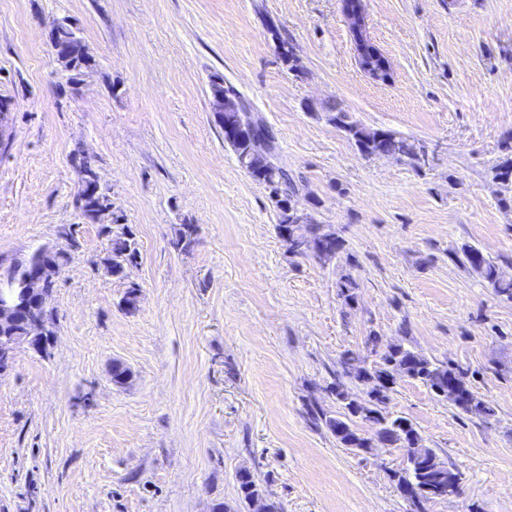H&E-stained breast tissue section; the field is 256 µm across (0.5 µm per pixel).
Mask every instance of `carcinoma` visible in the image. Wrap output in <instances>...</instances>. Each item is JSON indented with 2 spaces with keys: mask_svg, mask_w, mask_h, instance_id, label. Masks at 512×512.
<instances>
[{
  "mask_svg": "<svg viewBox=\"0 0 512 512\" xmlns=\"http://www.w3.org/2000/svg\"><path fill=\"white\" fill-rule=\"evenodd\" d=\"M330 120L336 127L343 130L354 141L358 150L366 156H382L391 154L406 160L414 169L422 170L421 155L424 146L411 140L382 129H367L349 120L345 112L338 111ZM224 143L232 148L241 167L257 183L270 189L278 210L277 230L286 251L293 256L321 257L329 250L338 259L345 251V243L339 237L331 240L325 238L322 227L316 223L301 224L297 222L292 211L291 201L295 197L294 183L288 169L268 156L250 155L246 146L236 140L224 139ZM504 157L495 167L494 179L504 186H512V137L502 141ZM195 228L184 224L178 230L174 246L188 250L194 243ZM112 253L129 258L134 265L140 258V251L130 227L117 221L112 224V235L108 237ZM453 259L465 270L478 275L494 291L508 301H512V279H505L499 273L495 261L487 257L482 250L464 246L460 251L452 253ZM336 288L338 295L346 304L356 300L355 290L358 284L349 273L340 275ZM377 334L367 338L371 351L376 353L378 360L371 364L356 360V353L345 351L340 355L339 363L343 376L361 387L364 397L354 398L340 382L330 387V392L341 404L342 412L330 415L320 407L311 410L316 426L325 428L336 437L346 448H376L380 445L398 448L421 449V436L412 423L401 416L390 417L386 407L394 390L395 382L390 373L397 370L407 378L417 380L427 386L436 395L448 398V391L457 392L454 407L466 414L487 419L494 415V409L471 390L466 382L467 373L448 364L434 363L421 353L401 344H393L387 350L376 349ZM368 425L372 433H361L356 428L357 422ZM239 501L245 504L249 497L262 493L261 485L253 473L241 468L236 475Z\"/></svg>",
  "mask_w": 512,
  "mask_h": 512,
  "instance_id": "carcinoma-1",
  "label": "carcinoma"
}]
</instances>
